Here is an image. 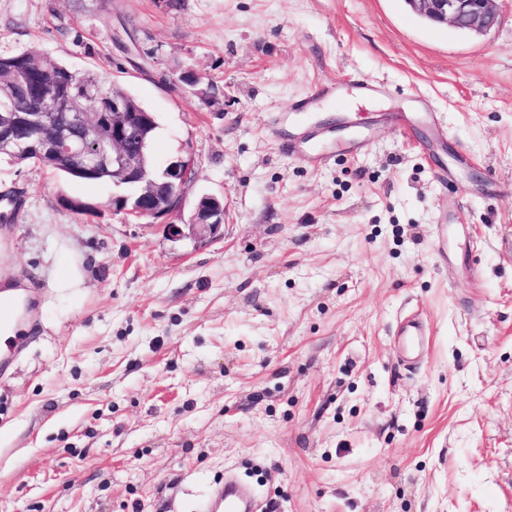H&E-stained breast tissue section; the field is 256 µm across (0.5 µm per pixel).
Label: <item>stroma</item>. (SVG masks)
Listing matches in <instances>:
<instances>
[{"mask_svg": "<svg viewBox=\"0 0 512 512\" xmlns=\"http://www.w3.org/2000/svg\"><path fill=\"white\" fill-rule=\"evenodd\" d=\"M497 11L468 36L404 0H0V52L128 88L155 164L191 150L187 200L224 199L219 239L175 242L113 214L111 185L0 165V290L34 324L0 371V512H197L227 476L259 512H512V0ZM354 75L384 84L363 110ZM327 117L348 127L330 160L288 157Z\"/></svg>", "mask_w": 512, "mask_h": 512, "instance_id": "35a3bbf8", "label": "stroma"}]
</instances>
